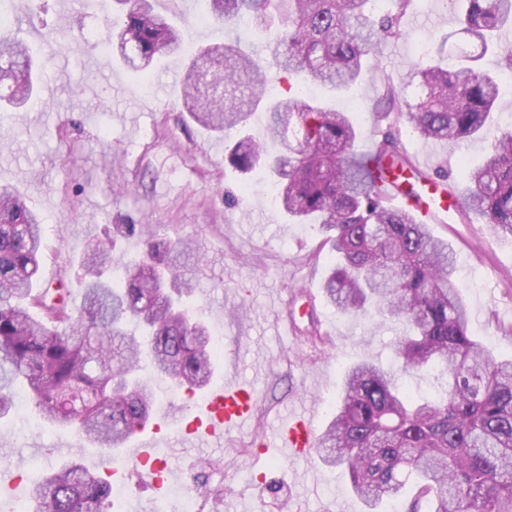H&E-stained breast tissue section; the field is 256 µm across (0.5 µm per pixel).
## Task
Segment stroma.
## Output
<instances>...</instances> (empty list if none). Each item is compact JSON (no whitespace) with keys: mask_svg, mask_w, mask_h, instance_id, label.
I'll return each mask as SVG.
<instances>
[{"mask_svg":"<svg viewBox=\"0 0 512 512\" xmlns=\"http://www.w3.org/2000/svg\"><path fill=\"white\" fill-rule=\"evenodd\" d=\"M156 7L177 10L189 35L182 55L157 58L146 77L118 54L113 25L123 11L112 0L11 6V30L33 47L44 77L39 106L0 123V184L14 186L43 219V280L67 274L73 297H80L77 260L89 241L132 220L166 225L170 236L191 239L194 253L183 271L196 286L201 318L224 339L214 383L229 374L256 391L251 422L216 448L184 442L195 404L158 385L160 453L175 476L158 492L132 477L128 461L110 481L127 487L126 512H180L185 494L197 498L201 512H362L340 472L315 456L275 467L274 433L291 411L309 412L324 430L346 367L364 358L395 366L390 342L401 327L346 316L328 304L320 284L334 257L317 226L287 223L270 202L266 170L238 173L224 159L223 141L183 121L176 88L185 65L224 33L206 23L204 0H156ZM403 26V38L376 49L373 72L330 99L360 119L357 154L374 145L370 110L381 94L380 76L417 101L413 41L437 49L458 29V14L448 0H414ZM402 139L421 166L446 171L457 191L464 169L480 164L488 149L473 140L451 152L407 126ZM432 230L453 249L471 335L512 355V237L492 236L455 214ZM287 317L295 324L288 337L279 330ZM15 404L14 424L0 434V512L26 504L31 473L76 459L110 465V451L43 423L24 392Z\"/></svg>","mask_w":512,"mask_h":512,"instance_id":"stroma-1","label":"stroma"}]
</instances>
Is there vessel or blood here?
<instances>
[{"instance_id":"vessel-or-blood-1","label":"vessel or blood","mask_w":512,"mask_h":512,"mask_svg":"<svg viewBox=\"0 0 512 512\" xmlns=\"http://www.w3.org/2000/svg\"><path fill=\"white\" fill-rule=\"evenodd\" d=\"M404 206L415 209L421 218L432 214L459 209L462 199L446 186L433 184L419 196L400 195ZM255 410L252 388L236 378L225 379L223 386L209 389L203 403L196 406L187 425V431L199 437L223 443L225 435L248 423ZM315 443L313 419L294 415L281 421L276 446L283 459L291 460L306 456ZM123 458L148 464L145 473L151 486L162 485L167 471L166 463L158 456V440L150 434H140L127 440Z\"/></svg>"}]
</instances>
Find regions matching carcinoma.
Listing matches in <instances>:
<instances>
[{
    "label": "carcinoma",
    "mask_w": 512,
    "mask_h": 512,
    "mask_svg": "<svg viewBox=\"0 0 512 512\" xmlns=\"http://www.w3.org/2000/svg\"><path fill=\"white\" fill-rule=\"evenodd\" d=\"M127 7L121 54L148 68L158 54L177 55L183 37L174 15L152 0ZM224 31L249 18L275 31L272 65L331 92L355 84L378 44L405 35L413 0H392L375 15L372 0H206ZM460 4L459 34L448 63L416 65L420 88L411 105L390 78L373 109L371 153L359 156L354 118L291 95L267 98L262 59L238 46L207 47L223 66L213 79L224 98H204L198 60L188 64L179 96L188 117L218 138L225 160L242 174L266 168L276 200L293 224H317L336 253L321 284L339 312L374 311L402 325L393 343L403 373H437L433 396L412 394L398 375L360 360L345 372L342 394L313 451L345 472L366 512L383 502L398 512H512V357L495 354L468 333V311L453 279L448 241L409 208L393 205L397 174L429 183L445 174L423 169L406 149L400 125L455 148L482 136L498 107L499 81L512 74V49L496 47L512 22V0ZM0 65L12 91L4 106L38 102L30 48L0 33ZM268 114L265 139L247 132L250 114ZM465 223L512 236V130L494 137L483 165L465 171ZM139 231L144 250L124 261L109 240L88 245L80 262L84 286L73 304L64 281L40 287L43 222L12 187L0 186V425L26 392L40 418L68 428L98 448H118L152 417L151 379H177L201 390L212 380L213 336L194 315L195 285L178 263L189 244L153 224ZM26 512H112L111 486L82 460L40 473Z\"/></svg>",
    "instance_id": "carcinoma-1"
}]
</instances>
